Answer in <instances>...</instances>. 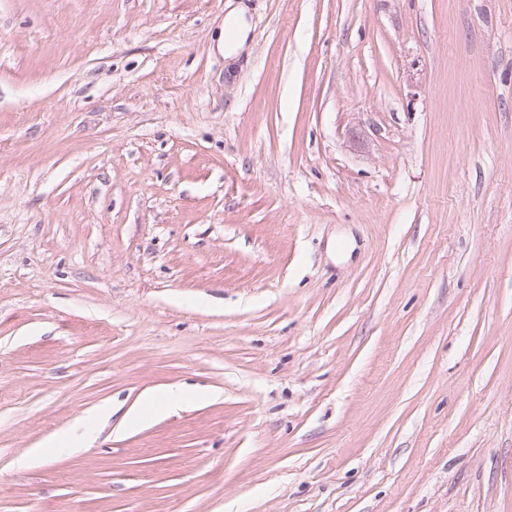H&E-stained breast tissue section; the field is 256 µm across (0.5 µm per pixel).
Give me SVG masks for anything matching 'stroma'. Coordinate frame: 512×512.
I'll return each mask as SVG.
<instances>
[{
	"label": "stroma",
	"mask_w": 512,
	"mask_h": 512,
	"mask_svg": "<svg viewBox=\"0 0 512 512\" xmlns=\"http://www.w3.org/2000/svg\"><path fill=\"white\" fill-rule=\"evenodd\" d=\"M228 2L0 0V512H512V0ZM245 9L239 7L224 16V54L232 56L241 51L248 40L249 28L245 22Z\"/></svg>",
	"instance_id": "stroma-1"
}]
</instances>
